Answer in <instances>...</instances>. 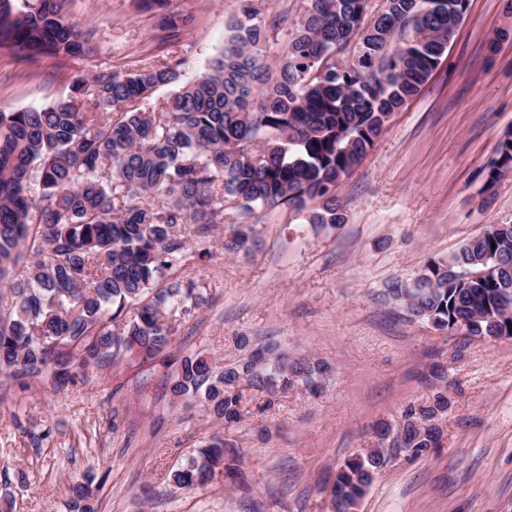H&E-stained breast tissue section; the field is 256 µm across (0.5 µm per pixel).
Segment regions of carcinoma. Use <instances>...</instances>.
<instances>
[{"label": "carcinoma", "mask_w": 512, "mask_h": 512, "mask_svg": "<svg viewBox=\"0 0 512 512\" xmlns=\"http://www.w3.org/2000/svg\"><path fill=\"white\" fill-rule=\"evenodd\" d=\"M306 13L275 76L260 56L258 9L246 0L224 48L196 80L181 81L169 56L126 75L82 76L40 108L0 112V375L13 382L86 380L128 356L153 361L171 347L175 326L209 300L188 279L165 283L184 261L179 226L215 224L224 203L244 216L265 208L310 209V223H346L338 184L360 164L426 84L461 23L469 0H307ZM66 0H0V47L32 60L80 57L90 33ZM187 20L168 15V42ZM358 56L339 60L356 33ZM162 88L170 96L144 102ZM512 173V134L485 173L494 191ZM254 228L235 224L225 248L243 247ZM380 299L437 330L474 338L512 337V224H491L414 280L393 278ZM237 345L241 360L219 367L196 354L181 361L172 395L201 400L226 423L241 418L239 385L270 396L316 386L332 366L276 345ZM448 410L441 390L409 406L397 429L414 457L441 447L436 426ZM383 439L349 459L325 487L334 512H354L388 463ZM238 455L217 437L171 470L178 489L203 487L237 471ZM73 512H94L87 483L70 489Z\"/></svg>", "instance_id": "carcinoma-1"}]
</instances>
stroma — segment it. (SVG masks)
<instances>
[{
    "label": "stroma",
    "instance_id": "stroma-1",
    "mask_svg": "<svg viewBox=\"0 0 512 512\" xmlns=\"http://www.w3.org/2000/svg\"><path fill=\"white\" fill-rule=\"evenodd\" d=\"M306 0H261V53L276 64ZM244 0H68L92 32L83 58L45 54L27 61L0 48V111L43 106L69 94L76 76L127 74L167 53L185 58L189 82L224 46ZM187 19L180 41L161 43L163 14ZM512 0H469L448 50L420 93L337 188L347 220L317 229L305 212L256 210L245 248L225 250L242 218L199 235L182 225L186 260L174 277L206 284L210 299L183 320L167 362L121 361L85 382L53 389L34 381L0 385V498L11 512H70L69 487L88 479L96 512H331L325 493L338 467L378 441L376 426L436 390L427 373L448 365L451 407L437 452L390 449L387 467L357 512H512V338L457 337L407 317L377 295L393 278H417L488 225L512 223V174L491 199L484 171L512 132ZM240 336L313 355L331 372L318 391L295 388L267 401L241 385L244 418L226 425L200 402L171 394L183 357L227 365L242 359ZM236 445L239 474L179 490L171 468L210 436Z\"/></svg>",
    "mask_w": 512,
    "mask_h": 512
}]
</instances>
